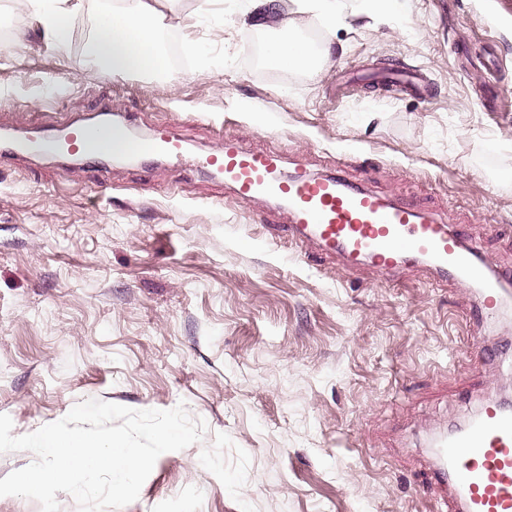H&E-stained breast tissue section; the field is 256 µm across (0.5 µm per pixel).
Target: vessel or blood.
<instances>
[{
	"mask_svg": "<svg viewBox=\"0 0 512 512\" xmlns=\"http://www.w3.org/2000/svg\"><path fill=\"white\" fill-rule=\"evenodd\" d=\"M65 141L52 138L38 150L59 148L79 153L94 144L113 155L136 153L122 127L104 123L69 124ZM151 151L183 161L181 140L156 131ZM220 174L238 202L256 199L283 202L289 236L315 241L328 256L351 269L364 265L382 275L427 262L441 277L475 285L484 310L493 311L512 268L489 271L475 249L466 245V226H450L417 207L368 191L343 169L325 175L297 170L282 173L274 154L245 148L235 137L224 139L221 153L202 159ZM437 478L451 495L448 512H512V406L489 404L463 428L436 442Z\"/></svg>",
	"mask_w": 512,
	"mask_h": 512,
	"instance_id": "obj_1",
	"label": "vessel or blood"
}]
</instances>
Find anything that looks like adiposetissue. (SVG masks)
<instances>
[{
  "label": "adipose tissue",
  "mask_w": 512,
  "mask_h": 512,
  "mask_svg": "<svg viewBox=\"0 0 512 512\" xmlns=\"http://www.w3.org/2000/svg\"><path fill=\"white\" fill-rule=\"evenodd\" d=\"M41 26L40 39L46 49L64 47L77 15L94 16L93 33L89 44L90 60L109 69L116 77L170 78L168 57L159 45V35L165 28L162 15L152 12L146 0H115L111 9L101 10L95 0H20ZM349 8L347 0H292L298 14L315 13L323 20L327 31L350 26L362 19L403 13L407 0H356ZM333 40H325L320 55H313L301 41L288 40L271 47L267 61L277 67L315 72L325 58L331 56Z\"/></svg>",
  "instance_id": "obj_1"
}]
</instances>
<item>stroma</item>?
Listing matches in <instances>:
<instances>
[{
	"label": "stroma",
	"mask_w": 512,
	"mask_h": 512,
	"mask_svg": "<svg viewBox=\"0 0 512 512\" xmlns=\"http://www.w3.org/2000/svg\"><path fill=\"white\" fill-rule=\"evenodd\" d=\"M238 0H181L165 38L196 45L171 81L116 78L86 56L93 17L40 48L14 11L0 46V134H52L103 104L190 155L225 135L466 225L512 267V0H412L340 27L315 73L256 67ZM426 75L389 98L380 71ZM266 201L169 161H0V414L13 435L98 399L185 404L199 442L161 454L121 512H438L429 440L512 397L481 349L512 342V306L475 320L472 288L416 264L345 271Z\"/></svg>",
	"instance_id": "1"
}]
</instances>
